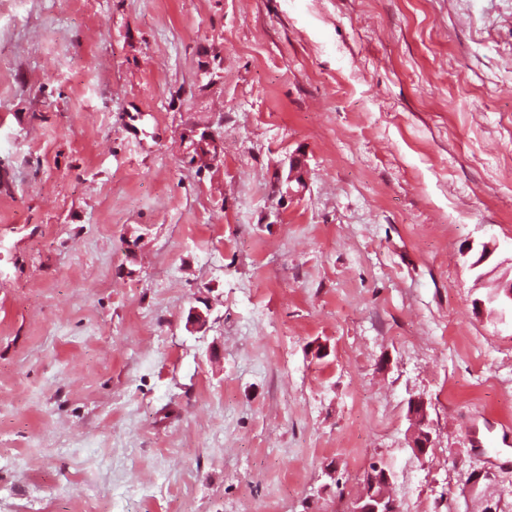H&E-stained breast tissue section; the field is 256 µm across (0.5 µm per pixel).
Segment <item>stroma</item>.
<instances>
[{"label":"stroma","instance_id":"35a3bbf8","mask_svg":"<svg viewBox=\"0 0 512 512\" xmlns=\"http://www.w3.org/2000/svg\"><path fill=\"white\" fill-rule=\"evenodd\" d=\"M510 280L512 0H0V512H512ZM408 417L411 423L409 445L418 457L424 458L435 446L427 403L419 397L410 398ZM378 475H372L363 483L360 496L351 512H390L396 511L397 505L388 493L391 474L381 465H375ZM397 512V511H396Z\"/></svg>","mask_w":512,"mask_h":512}]
</instances>
